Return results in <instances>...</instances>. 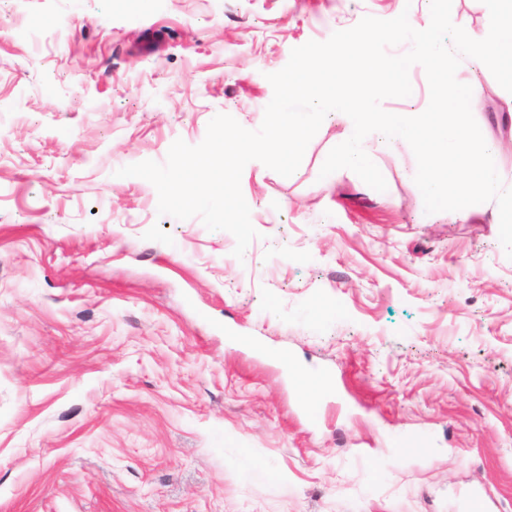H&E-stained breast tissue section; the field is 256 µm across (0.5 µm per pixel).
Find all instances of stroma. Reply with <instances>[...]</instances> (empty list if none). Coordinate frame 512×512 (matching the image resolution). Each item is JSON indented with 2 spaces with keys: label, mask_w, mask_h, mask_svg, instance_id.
I'll use <instances>...</instances> for the list:
<instances>
[{
  "label": "stroma",
  "mask_w": 512,
  "mask_h": 512,
  "mask_svg": "<svg viewBox=\"0 0 512 512\" xmlns=\"http://www.w3.org/2000/svg\"><path fill=\"white\" fill-rule=\"evenodd\" d=\"M399 0H0V512H512V260L490 212L428 214L409 145L379 192L249 162L258 232L159 215L119 168L258 129L268 74ZM483 89L484 137L512 93ZM340 403L308 416L299 373ZM425 432L431 449L391 436ZM276 477L243 471L241 449Z\"/></svg>",
  "instance_id": "stroma-1"
}]
</instances>
